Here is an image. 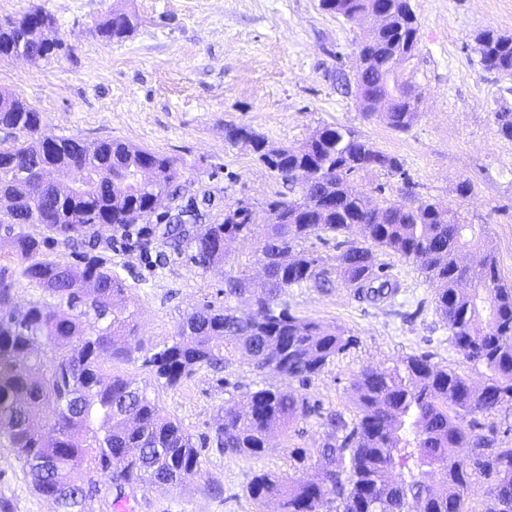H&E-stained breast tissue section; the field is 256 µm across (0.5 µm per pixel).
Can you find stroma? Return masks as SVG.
<instances>
[{"instance_id":"obj_1","label":"stroma","mask_w":512,"mask_h":512,"mask_svg":"<svg viewBox=\"0 0 512 512\" xmlns=\"http://www.w3.org/2000/svg\"><path fill=\"white\" fill-rule=\"evenodd\" d=\"M419 23L420 47L403 67L422 95L421 116L406 132L366 120L355 94L336 87L338 73L355 72L358 44L369 27L345 21L320 0H0V20L38 6L54 15V37L64 50L49 59L0 60V93L20 95L42 113L46 131L87 142L119 139L175 159L207 218L238 203H249L257 223L267 218L269 200L288 189L243 146L224 138L227 126L246 125L274 146L297 148L327 124L354 130L404 163L406 177L372 171L361 179L373 202L400 197L413 187L420 198L453 201L469 222L488 225L503 277L512 282V140L496 120L512 111V77L484 71L475 37L485 29L512 36V0H411ZM130 16L134 27L121 41L96 34L110 14ZM469 181L470 195L456 194ZM96 249L129 287L136 338L127 360H109L107 372L138 379L164 412L181 422L202 444L201 471L185 486L136 491L133 512H276L275 504L251 499L246 487L264 470L297 475L293 449L315 456L325 439L316 420L299 422L289 435H275L259 459L244 460L216 451L211 439L228 398L268 383L246 360L221 372L202 368L174 388L158 385L142 366L146 350L170 342L179 323L195 308L224 303L225 273H244L260 286L257 244L241 239L231 246L226 266L201 272L183 251L150 239L152 265L139 243L103 232ZM388 274L401 288L393 305L359 301L344 287H293L285 295L298 316L336 325L356 344L330 362L303 393L325 408L353 418L350 383L365 366L386 367L412 353L474 381L483 368L463 360L435 312L434 287L413 265L386 255ZM222 486L215 495L214 486ZM9 512H56L35 493L14 454L0 447V503Z\"/></svg>"}]
</instances>
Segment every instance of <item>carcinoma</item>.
I'll return each mask as SVG.
<instances>
[{
  "label": "carcinoma",
  "instance_id": "1",
  "mask_svg": "<svg viewBox=\"0 0 512 512\" xmlns=\"http://www.w3.org/2000/svg\"><path fill=\"white\" fill-rule=\"evenodd\" d=\"M321 8L348 22L372 24L361 45L355 81L339 75L345 92L356 90L364 118L397 132L420 116V94L401 67L419 49V27L410 0H320ZM55 17L40 7L0 21V59L18 54L49 57L63 43L48 33ZM124 13L97 28L108 41L132 29ZM480 64L512 77V37L485 30L475 38ZM0 243L13 268L0 266V442L14 452L32 489L57 512H90L106 487L112 507L132 510L136 490L178 487L201 469V452L176 419L166 415L131 377L107 374L106 357L128 356L135 337L127 287L112 258L83 252L80 263L50 256L80 236L107 226L127 236L154 214L159 193L194 224L184 238L166 228L175 246L186 243L189 261L202 272L228 262L229 245L256 240L264 288L224 274V306L209 303L188 314L171 342L147 354L155 381L176 387L196 370L216 371L241 357L259 374L272 373L307 387L355 342L330 324L293 314L283 295L297 286L328 288L336 282L373 304L391 302L400 284L384 272L378 253L413 264L435 285V311L466 362L486 370L476 384L433 361L408 354L388 367L365 366L351 384L352 420L308 396L273 385L248 393L243 407L229 399L215 427L219 451L255 460L270 437L314 418L325 429L311 472L280 478L253 475L247 493L277 504L278 512H470L474 479L486 484L481 512H512V447L502 448L492 417L512 408V285L505 282L486 224H471L451 204L423 199L376 204L357 185L368 171L407 176L400 159L341 125H326L299 148L276 147L248 126L226 129V140L248 148L288 185L292 196L268 203L266 223L226 212L208 224L179 203L186 184L176 160L113 139L88 143L46 134L42 113L15 94H0ZM64 172L68 190L54 181ZM359 232L362 240L351 238ZM338 237L336 255L295 250L312 237ZM141 237V233L134 234ZM469 252L477 261L466 264ZM39 291L24 305L18 289ZM247 301L250 311H239ZM53 434L41 432L44 423ZM444 473L434 483L427 473Z\"/></svg>",
  "mask_w": 512,
  "mask_h": 512
}]
</instances>
